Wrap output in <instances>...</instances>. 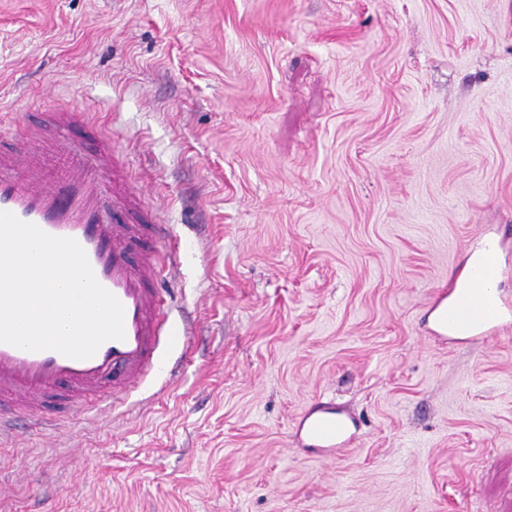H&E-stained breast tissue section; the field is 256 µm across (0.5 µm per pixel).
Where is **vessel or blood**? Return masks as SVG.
Wrapping results in <instances>:
<instances>
[{
    "instance_id": "obj_1",
    "label": "vessel or blood",
    "mask_w": 512,
    "mask_h": 512,
    "mask_svg": "<svg viewBox=\"0 0 512 512\" xmlns=\"http://www.w3.org/2000/svg\"><path fill=\"white\" fill-rule=\"evenodd\" d=\"M44 143L36 134L0 131V211L82 246L97 281L124 308L125 338L103 343L87 359L0 343V443L12 435L17 418H26L28 427L51 430L67 404L124 398L160 361L162 340L181 333L165 319L170 302L160 288L166 278L160 247L164 228L118 220V212L137 207L139 197L121 179L111 146L81 161L50 166ZM501 319L488 306H462L439 327L479 338ZM302 428L320 448L347 442L343 423L323 414L304 420Z\"/></svg>"
}]
</instances>
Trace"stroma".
Here are the masks:
<instances>
[{"instance_id": "1", "label": "stroma", "mask_w": 512, "mask_h": 512, "mask_svg": "<svg viewBox=\"0 0 512 512\" xmlns=\"http://www.w3.org/2000/svg\"><path fill=\"white\" fill-rule=\"evenodd\" d=\"M94 114L187 336L0 449V512H512V0H0V123ZM347 419L309 447L304 416ZM503 315L502 312H491L487 304L481 307L462 306L456 308L449 317L441 319L438 324L446 334L463 330L471 338H480L494 331Z\"/></svg>"}]
</instances>
